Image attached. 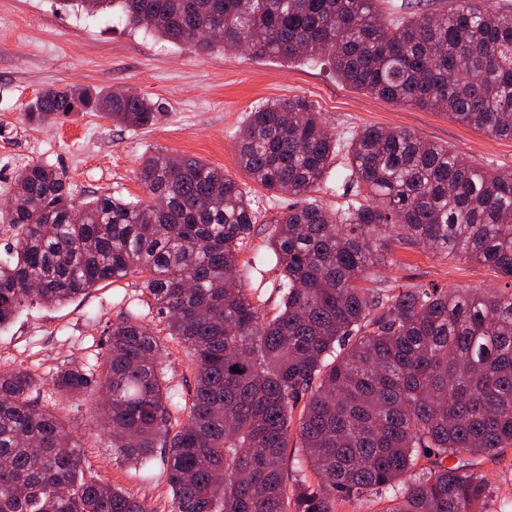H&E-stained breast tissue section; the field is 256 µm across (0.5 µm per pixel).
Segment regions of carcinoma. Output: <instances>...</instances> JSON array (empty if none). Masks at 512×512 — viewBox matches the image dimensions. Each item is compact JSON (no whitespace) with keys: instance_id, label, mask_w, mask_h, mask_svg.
Returning a JSON list of instances; mask_svg holds the SVG:
<instances>
[{"instance_id":"cac0c4a2","label":"carcinoma","mask_w":512,"mask_h":512,"mask_svg":"<svg viewBox=\"0 0 512 512\" xmlns=\"http://www.w3.org/2000/svg\"><path fill=\"white\" fill-rule=\"evenodd\" d=\"M376 3L64 0L91 15L117 7L125 25L199 51L324 60L351 88L511 139L512 12L495 0L435 11L412 0L385 21ZM79 112L130 128L162 118L133 92L67 86L45 89L25 122ZM339 151L304 97L263 103L240 129L241 166L288 196L268 238L282 292L271 317L239 264L253 201L198 159L143 155L146 201H79L63 170L38 161L0 188L16 203L0 210V330L28 304L141 274L168 335L193 354L181 408L163 343L131 311L101 362L51 376L63 396L108 394L105 429L123 457L143 467L164 450L170 512H336L370 492L393 503L386 512H482L484 474L446 462L512 449V292L362 286L397 237L512 281V176L409 131L366 127L347 150L351 200L334 210L316 192ZM39 384L27 369L0 370V512H153L86 474L67 420L35 399ZM289 467L303 473L291 491Z\"/></svg>"}]
</instances>
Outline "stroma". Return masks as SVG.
Wrapping results in <instances>:
<instances>
[{"instance_id": "1", "label": "stroma", "mask_w": 512, "mask_h": 512, "mask_svg": "<svg viewBox=\"0 0 512 512\" xmlns=\"http://www.w3.org/2000/svg\"><path fill=\"white\" fill-rule=\"evenodd\" d=\"M78 84L99 91L131 90L159 105L162 119L148 129H128L93 112L51 126L25 123L29 104L51 85ZM308 99L341 144L367 126L405 129L440 144L486 169L512 175V139L496 138L438 112L390 103L342 84L329 66L285 64L240 53L203 52L125 27L117 15L91 16L63 8L61 0H0V166L40 161L66 172L78 200L117 194L145 198L136 178L141 157L156 147L196 157L235 179L251 195L258 222L240 261L265 253L270 228L288 205L255 184L239 165L237 135L261 103ZM392 263L380 271L388 288L433 284L503 290L507 282L487 266L433 253L420 246L391 245ZM141 275L105 281L64 306H25L0 330V368L26 367L43 379L38 401L64 402L65 416L82 444L90 473L170 512L163 453L150 473L113 455L95 423L100 402L60 400L50 377L67 363L91 366L106 351L108 329L127 309L148 327L158 325L153 299ZM163 366L181 396L193 387L194 360L183 345L167 340ZM490 494L485 512H512V453L504 461L480 459Z\"/></svg>"}]
</instances>
